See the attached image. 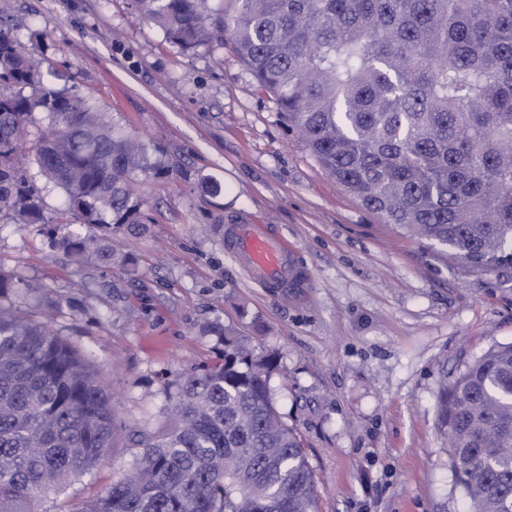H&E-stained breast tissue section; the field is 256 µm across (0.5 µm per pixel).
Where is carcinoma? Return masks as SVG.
<instances>
[{"label": "carcinoma", "instance_id": "obj_1", "mask_svg": "<svg viewBox=\"0 0 512 512\" xmlns=\"http://www.w3.org/2000/svg\"><path fill=\"white\" fill-rule=\"evenodd\" d=\"M187 51L224 35L336 185L381 223L474 270L512 269V0H130ZM39 173L65 193L50 246L112 262V229L144 230L138 176L157 149L116 127L0 24V223L48 224L16 161L32 111ZM89 224L99 235L69 230ZM214 365L182 376L138 465L75 512H317L315 475L269 388L272 355L220 329ZM438 417L466 512H512V343L442 385ZM115 437L107 389L44 322L0 303V512H47L42 493L89 473Z\"/></svg>", "mask_w": 512, "mask_h": 512}]
</instances>
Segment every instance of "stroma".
Segmentation results:
<instances>
[{
  "instance_id": "35a3bbf8",
  "label": "stroma",
  "mask_w": 512,
  "mask_h": 512,
  "mask_svg": "<svg viewBox=\"0 0 512 512\" xmlns=\"http://www.w3.org/2000/svg\"><path fill=\"white\" fill-rule=\"evenodd\" d=\"M45 85L89 99L160 148L138 178L148 218L123 263L77 264L48 225L0 224L5 304L99 370L113 445L49 512H72L129 472L166 422L178 376L218 362V325L274 355L269 386L299 434L319 512H464L437 402L443 380L512 342V270L478 272L380 223L290 136L230 41L184 52L129 0H0ZM270 225L308 275L282 295L252 284L221 225Z\"/></svg>"
}]
</instances>
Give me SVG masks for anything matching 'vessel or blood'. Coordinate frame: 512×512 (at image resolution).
<instances>
[{"label": "vessel or blood", "instance_id": "b4317fda", "mask_svg": "<svg viewBox=\"0 0 512 512\" xmlns=\"http://www.w3.org/2000/svg\"><path fill=\"white\" fill-rule=\"evenodd\" d=\"M222 235L233 258L255 283L266 288H300L306 272L296 265L294 250L264 224H233Z\"/></svg>", "mask_w": 512, "mask_h": 512}]
</instances>
